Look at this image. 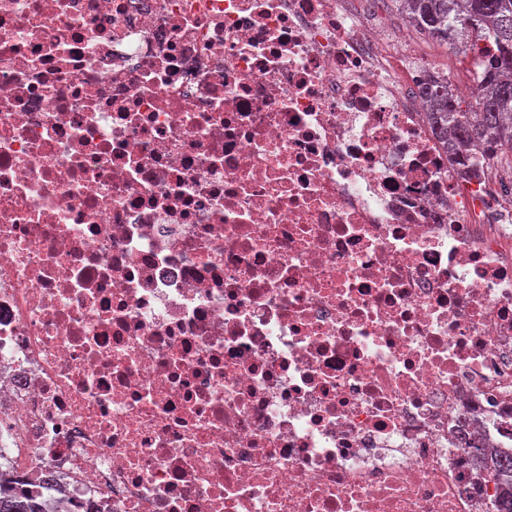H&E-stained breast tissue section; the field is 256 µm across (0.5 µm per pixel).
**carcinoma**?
<instances>
[{"label": "carcinoma", "mask_w": 512, "mask_h": 512, "mask_svg": "<svg viewBox=\"0 0 512 512\" xmlns=\"http://www.w3.org/2000/svg\"><path fill=\"white\" fill-rule=\"evenodd\" d=\"M414 27L443 43L465 44L474 52L478 42L491 38L498 54L477 73L481 90L480 117L473 121L455 96L448 77L434 72L418 86L427 104V121L437 140L450 153L460 175L477 174V161L498 157L501 149L512 150V0H401ZM495 474H508L501 508L512 512V455L495 459ZM0 512H44L33 498L20 490L0 488Z\"/></svg>", "instance_id": "obj_1"}]
</instances>
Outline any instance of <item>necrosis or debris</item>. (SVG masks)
I'll use <instances>...</instances> for the list:
<instances>
[{"label": "necrosis or debris", "instance_id": "obj_1", "mask_svg": "<svg viewBox=\"0 0 512 512\" xmlns=\"http://www.w3.org/2000/svg\"><path fill=\"white\" fill-rule=\"evenodd\" d=\"M350 0H0V477L71 512H493L512 191Z\"/></svg>", "mask_w": 512, "mask_h": 512}]
</instances>
